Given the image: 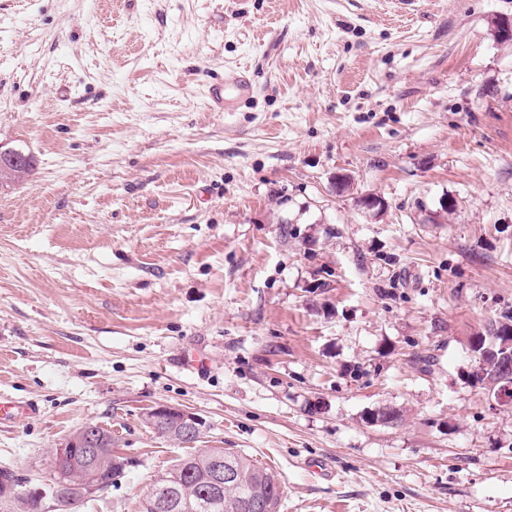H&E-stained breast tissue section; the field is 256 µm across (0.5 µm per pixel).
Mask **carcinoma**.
Instances as JSON below:
<instances>
[{"label": "carcinoma", "mask_w": 512, "mask_h": 512, "mask_svg": "<svg viewBox=\"0 0 512 512\" xmlns=\"http://www.w3.org/2000/svg\"><path fill=\"white\" fill-rule=\"evenodd\" d=\"M501 334L496 336L497 345L506 346L509 355L491 364L485 383L498 384L511 369H502L512 360V311L501 314ZM145 425L157 434L191 447L198 442L196 437L180 434L176 421L161 423L150 415L144 417ZM82 449H75V457L58 461L53 453L50 466L55 482L49 488L51 496L59 502L62 512H76L77 504L84 500L81 490L91 481L99 480V492L112 488L117 477L125 470L128 460L115 453L112 448V432L98 427V443L91 458L84 462ZM230 466L235 478L221 485L211 480L218 467ZM256 496L264 503V512H280L283 485L279 474L268 467L257 464L245 453L229 448H206L186 456L172 468L151 479L139 501L138 512H248L246 502ZM45 496L31 494L24 498L15 494V484L3 485L0 481V500L11 503L13 512H42Z\"/></svg>", "instance_id": "carcinoma-1"}]
</instances>
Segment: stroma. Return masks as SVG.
<instances>
[{
	"instance_id": "1",
	"label": "stroma",
	"mask_w": 512,
	"mask_h": 512,
	"mask_svg": "<svg viewBox=\"0 0 512 512\" xmlns=\"http://www.w3.org/2000/svg\"><path fill=\"white\" fill-rule=\"evenodd\" d=\"M512 0H0V469L77 427L137 512L188 451L278 472L281 512H512V408L467 382L512 309ZM229 69L247 100L213 108ZM373 195L382 211L364 208ZM452 200L453 213L442 212ZM401 411L397 425L366 412ZM333 475L321 477L310 463ZM29 156L16 149H3L0 145V179L7 176L13 179L26 178ZM150 413L154 415L155 419L157 416L168 420L175 419L178 425L182 427V430L189 435L201 434L206 424L205 420L200 415L169 404H156L150 410ZM175 420H170L169 422L165 423L152 421L149 413H147L144 417L145 425L157 434L172 439L178 444L183 445L182 447L184 448H194V446L191 445L198 442L200 436H182L179 432V428L177 427Z\"/></svg>"
}]
</instances>
